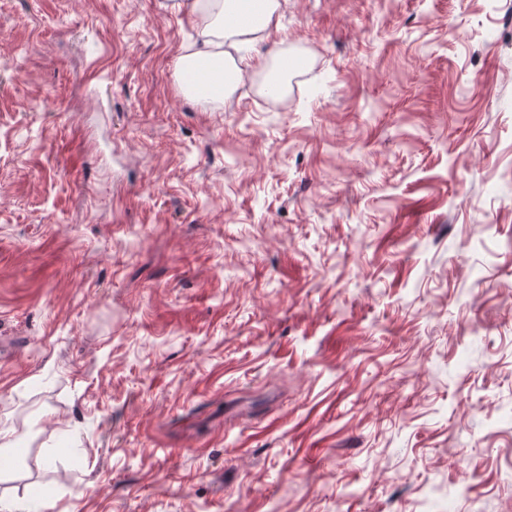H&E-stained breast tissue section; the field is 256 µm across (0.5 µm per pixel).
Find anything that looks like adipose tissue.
I'll list each match as a JSON object with an SVG mask.
<instances>
[{
	"mask_svg": "<svg viewBox=\"0 0 512 512\" xmlns=\"http://www.w3.org/2000/svg\"><path fill=\"white\" fill-rule=\"evenodd\" d=\"M172 10L188 17L197 27L199 39L182 48L177 63L183 74L207 77V90L215 97L231 95L251 67L266 71V88L283 94L288 74L276 59L250 62L240 57L266 37L281 7L280 0H171Z\"/></svg>",
	"mask_w": 512,
	"mask_h": 512,
	"instance_id": "obj_1",
	"label": "adipose tissue"
}]
</instances>
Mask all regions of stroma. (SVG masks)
<instances>
[{
    "label": "stroma",
    "instance_id": "35a3bbf8",
    "mask_svg": "<svg viewBox=\"0 0 512 512\" xmlns=\"http://www.w3.org/2000/svg\"><path fill=\"white\" fill-rule=\"evenodd\" d=\"M161 0H0V427L29 512H512V0H284L285 100ZM25 442L23 435L14 429L0 430V481L19 469Z\"/></svg>",
    "mask_w": 512,
    "mask_h": 512
}]
</instances>
